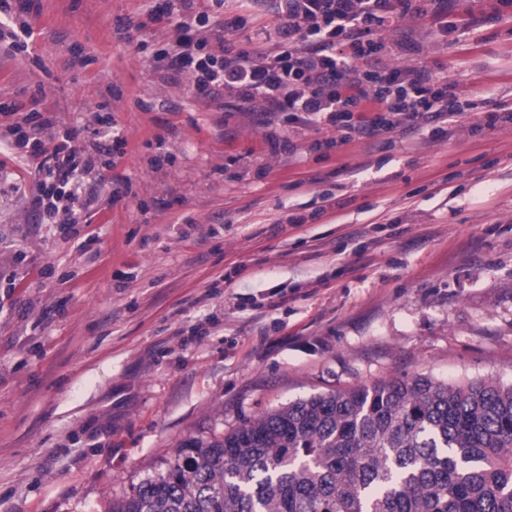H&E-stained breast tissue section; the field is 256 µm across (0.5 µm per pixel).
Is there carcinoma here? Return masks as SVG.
I'll list each match as a JSON object with an SVG mask.
<instances>
[{"mask_svg": "<svg viewBox=\"0 0 512 512\" xmlns=\"http://www.w3.org/2000/svg\"><path fill=\"white\" fill-rule=\"evenodd\" d=\"M112 512H512V386L403 376L189 437Z\"/></svg>", "mask_w": 512, "mask_h": 512, "instance_id": "obj_1", "label": "carcinoma"}]
</instances>
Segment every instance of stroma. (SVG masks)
Returning a JSON list of instances; mask_svg holds the SVG:
<instances>
[{
	"instance_id": "obj_1",
	"label": "stroma",
	"mask_w": 512,
	"mask_h": 512,
	"mask_svg": "<svg viewBox=\"0 0 512 512\" xmlns=\"http://www.w3.org/2000/svg\"><path fill=\"white\" fill-rule=\"evenodd\" d=\"M152 0H17L0 41V136L33 107L126 141L86 224L43 223L0 153V512H110L189 437L408 374L512 385V126L427 127L316 149L314 128L215 103L154 69L178 36ZM478 28L385 32L484 107H512V6ZM236 49L275 7L224 0ZM11 0L0 1V39L7 35L12 39L11 46L15 50H21L27 48L28 42L26 39H30L32 31L30 28L24 26L16 31L13 27V16H12V4ZM6 31V32H5Z\"/></svg>"
}]
</instances>
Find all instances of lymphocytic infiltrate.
I'll list each match as a JSON object with an SVG mask.
<instances>
[{"mask_svg":"<svg viewBox=\"0 0 512 512\" xmlns=\"http://www.w3.org/2000/svg\"><path fill=\"white\" fill-rule=\"evenodd\" d=\"M456 0H281L286 23L276 28L271 52L234 51L224 22L196 0H157L155 16L166 18L181 36L156 50L155 69H174L208 97L273 105L289 123L323 132L330 148L370 139L398 127L426 126L447 137L457 118L474 107L460 98L456 83L423 67L384 64L380 35L399 31L400 20L429 19L441 35L456 31ZM208 28L209 39L189 32ZM83 146L65 131L61 141L45 135L56 125L50 112L31 110L0 147L31 163L37 176L32 205L55 224L80 223L102 188L96 168L101 157L119 154L125 141L111 115Z\"/></svg>","mask_w":512,"mask_h":512,"instance_id":"obj_1","label":"lymphocytic infiltrate"}]
</instances>
